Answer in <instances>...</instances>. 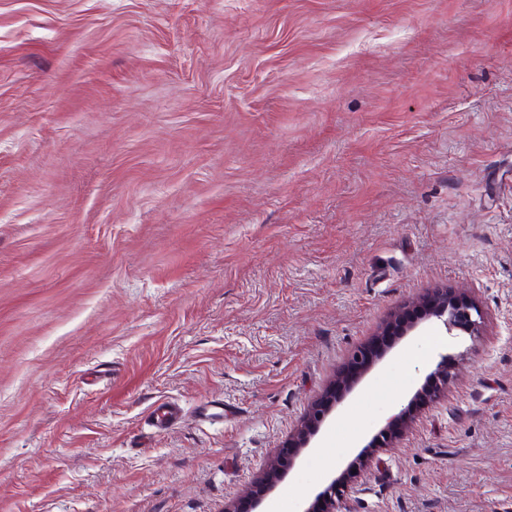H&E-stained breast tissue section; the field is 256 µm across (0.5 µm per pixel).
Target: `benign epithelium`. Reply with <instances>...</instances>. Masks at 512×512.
I'll list each match as a JSON object with an SVG mask.
<instances>
[{
	"instance_id": "benign-epithelium-1",
	"label": "benign epithelium",
	"mask_w": 512,
	"mask_h": 512,
	"mask_svg": "<svg viewBox=\"0 0 512 512\" xmlns=\"http://www.w3.org/2000/svg\"><path fill=\"white\" fill-rule=\"evenodd\" d=\"M434 319L442 322L448 332L457 330L470 336L482 335L485 327L484 313L473 299L443 288H430L407 306L393 312L379 328L370 344L353 352L348 361L349 376H342L336 380V384H340L341 388H335V384L330 385L326 394L308 410L300 426L289 438L288 447L295 449V452L288 457V464H283L281 457L277 456L256 478L249 492L254 504H259L275 481L283 476L284 467L294 466L295 456L309 449L321 423L335 410L339 401L384 357L386 349L383 346V337L407 336L422 324ZM451 370L452 364L448 356H440L434 370L426 376L424 386L415 392L406 406L388 419L380 430L374 446H384L399 434L411 419L416 403L430 397L435 398L443 392L452 378ZM368 461L366 454L358 457L301 512H351L345 498V488L366 467Z\"/></svg>"
}]
</instances>
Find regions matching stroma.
<instances>
[{
    "instance_id": "35a3bbf8",
    "label": "stroma",
    "mask_w": 512,
    "mask_h": 512,
    "mask_svg": "<svg viewBox=\"0 0 512 512\" xmlns=\"http://www.w3.org/2000/svg\"><path fill=\"white\" fill-rule=\"evenodd\" d=\"M429 288L484 335L399 340L263 512L442 353L352 508L512 512V0H0V512H224ZM452 364L447 355L440 356L436 366L425 378V384L415 392L408 404L395 412L380 430L375 440L374 447H381L391 442L399 432L407 425L413 414L414 405L417 402L436 398L447 387L452 378ZM451 372V373H450ZM150 416L155 426L162 430H167L177 425L181 417L179 410L169 402L155 404L152 407Z\"/></svg>"
}]
</instances>
